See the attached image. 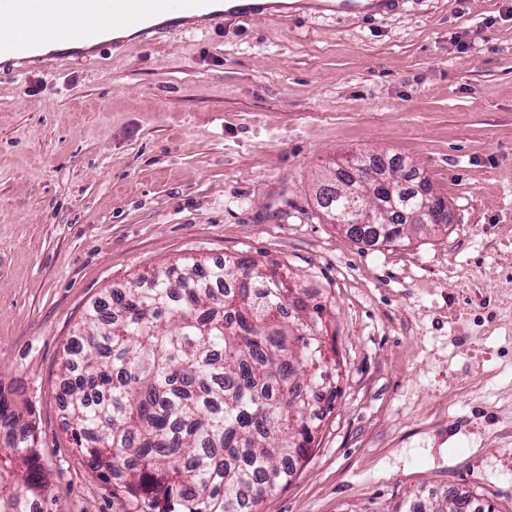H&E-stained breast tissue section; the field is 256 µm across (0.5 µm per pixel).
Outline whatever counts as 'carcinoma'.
I'll use <instances>...</instances> for the list:
<instances>
[{
    "mask_svg": "<svg viewBox=\"0 0 512 512\" xmlns=\"http://www.w3.org/2000/svg\"><path fill=\"white\" fill-rule=\"evenodd\" d=\"M400 171L399 199L416 209L446 200L401 157L360 155L316 191L346 236L396 244L384 184L361 165ZM373 190L381 209L357 226L344 196ZM326 305L254 260L160 266L93 303L64 346L60 387L71 444L112 483L116 512H256L288 481L336 399L322 365ZM308 395L326 406L303 400ZM30 411L0 389V512H52ZM463 493L432 497L426 512H471Z\"/></svg>",
    "mask_w": 512,
    "mask_h": 512,
    "instance_id": "cac0c4a2",
    "label": "carcinoma"
}]
</instances>
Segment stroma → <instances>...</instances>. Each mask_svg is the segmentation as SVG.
<instances>
[{
	"label": "stroma",
	"instance_id": "stroma-1",
	"mask_svg": "<svg viewBox=\"0 0 512 512\" xmlns=\"http://www.w3.org/2000/svg\"><path fill=\"white\" fill-rule=\"evenodd\" d=\"M405 158L441 230L346 237L315 201L354 153ZM250 259L327 304L338 395L259 512H512V0L225 17L49 73L0 71V385L21 384L53 512H114L59 365L112 288ZM453 499L454 501H450L451 506L449 507L448 493L435 495L425 512H472L471 505L475 503L472 495L467 493L456 494Z\"/></svg>",
	"mask_w": 512,
	"mask_h": 512
}]
</instances>
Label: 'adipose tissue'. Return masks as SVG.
I'll use <instances>...</instances> for the list:
<instances>
[{
	"instance_id": "1",
	"label": "adipose tissue",
	"mask_w": 512,
	"mask_h": 512,
	"mask_svg": "<svg viewBox=\"0 0 512 512\" xmlns=\"http://www.w3.org/2000/svg\"><path fill=\"white\" fill-rule=\"evenodd\" d=\"M58 0H28L27 10L14 15L0 14V41H36L49 49L67 50L72 46L73 25L57 18ZM46 21L44 30L31 27L32 18Z\"/></svg>"
}]
</instances>
